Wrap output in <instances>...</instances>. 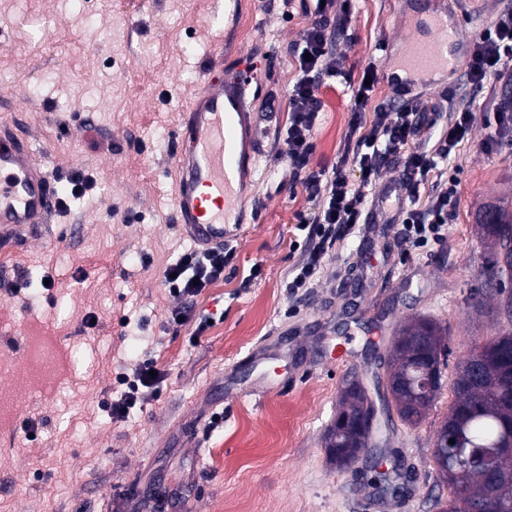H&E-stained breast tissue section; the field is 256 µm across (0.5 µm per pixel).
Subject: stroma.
Segmentation results:
<instances>
[{"label":"stroma","mask_w":512,"mask_h":512,"mask_svg":"<svg viewBox=\"0 0 512 512\" xmlns=\"http://www.w3.org/2000/svg\"><path fill=\"white\" fill-rule=\"evenodd\" d=\"M511 3L352 0L309 166L342 155L349 83L374 66V103L396 100L389 74L420 24L440 15L458 31L454 67L409 94L445 96L475 114L453 161L457 215L427 251L400 240L392 207L376 211L371 231L326 256L313 287L292 295L285 283L306 239L298 216L312 204L279 131L292 49L312 23L302 0H236L232 21L216 18L213 0H0V119L61 183L77 170L97 181L40 234L0 241V279L28 283L17 294L0 289V394L14 400L0 426V512H130L131 492L143 512L159 497L165 512H435L448 489L429 459L450 389L416 427L375 397L387 454L404 473L396 495L374 494L364 464L337 468L325 436L344 383L374 391L385 381L405 323L438 322L452 364L508 323L496 311L501 284L480 221L492 207L512 213V132L485 147L487 118L512 98V76L478 90L465 71L474 36ZM241 16L251 22L245 37ZM218 53L228 71L250 62L257 79L247 104L259 164L223 279L183 298L162 283L190 246L174 220L171 133ZM177 310L190 316L178 328L169 324ZM36 331L61 342L51 392L24 374ZM146 360L166 373L158 397L111 420L101 404L117 396L116 373ZM215 413L224 420L213 428ZM28 418L39 424L33 439Z\"/></svg>","instance_id":"35a3bbf8"}]
</instances>
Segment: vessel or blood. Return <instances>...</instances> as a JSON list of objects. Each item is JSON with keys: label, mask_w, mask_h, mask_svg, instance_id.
<instances>
[{"label": "vessel or blood", "mask_w": 512, "mask_h": 512, "mask_svg": "<svg viewBox=\"0 0 512 512\" xmlns=\"http://www.w3.org/2000/svg\"><path fill=\"white\" fill-rule=\"evenodd\" d=\"M458 44L456 32L439 18L414 37L410 51L393 73L395 81L425 80L448 67ZM250 80L213 65L204 91L185 105L183 130L173 159L174 206L180 229L206 248L230 245L242 228L238 202L246 172L254 167L258 143L247 110ZM61 187L38 162L26 138L0 137V236L36 231L53 223L60 209Z\"/></svg>", "instance_id": "obj_1"}]
</instances>
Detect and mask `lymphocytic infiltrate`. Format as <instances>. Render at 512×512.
<instances>
[{"label": "lymphocytic infiltrate", "mask_w": 512, "mask_h": 512, "mask_svg": "<svg viewBox=\"0 0 512 512\" xmlns=\"http://www.w3.org/2000/svg\"><path fill=\"white\" fill-rule=\"evenodd\" d=\"M307 11L314 20L293 51L295 81L288 92V127L284 141L287 156L316 211L300 218L308 246L291 269L286 286L295 292L311 287L322 260L352 234L368 230L371 206L365 190L378 177L388 157L404 161L407 176L394 187L399 234L404 243L427 248L440 242L457 202V182L437 183L428 200H421L420 187L437 173L440 164L452 160L468 140L474 120L470 108L450 109L447 99H415L399 108L371 107L373 86L364 81L352 85L351 110L373 108L370 123L354 121L345 137L340 161L331 168L306 172L314 150V136L322 109L319 91L339 76L336 66V34L346 30L349 13H337L336 0H309ZM467 78L480 88L512 65V9L499 12L469 46ZM232 247L193 250L182 254L167 268L164 285L171 293L194 297L223 278ZM164 371L153 363L139 365L134 378H121L119 398L106 404L111 419L125 420L146 391L157 389Z\"/></svg>", "instance_id": "lymphocytic-infiltrate-1"}]
</instances>
